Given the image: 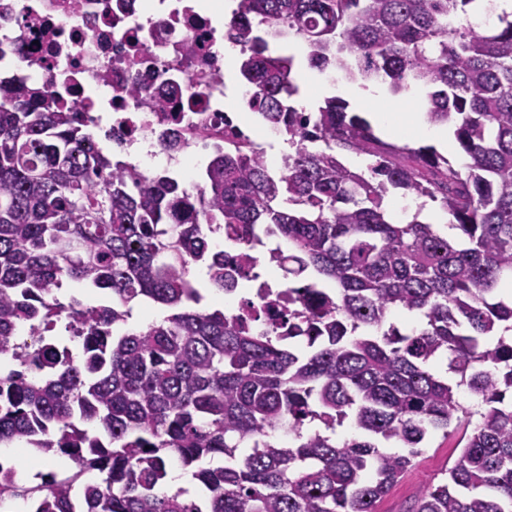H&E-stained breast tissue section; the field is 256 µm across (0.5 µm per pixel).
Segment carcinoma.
Returning a JSON list of instances; mask_svg holds the SVG:
<instances>
[{
	"label": "carcinoma",
	"mask_w": 512,
	"mask_h": 512,
	"mask_svg": "<svg viewBox=\"0 0 512 512\" xmlns=\"http://www.w3.org/2000/svg\"><path fill=\"white\" fill-rule=\"evenodd\" d=\"M476 2L237 0L224 27L242 46L247 108L288 142L276 171L226 120L202 180L143 179L81 113L0 85V444L76 467L25 486L0 462V505L377 512L454 423L473 429L414 512H512V11L490 3L493 21L476 22ZM264 21L296 30L321 75L426 90L425 120L450 127L467 162L381 139L341 98L300 108L295 55L267 49ZM347 154L370 157L367 171ZM392 189L419 200L410 220L389 211ZM429 202L456 238L420 219ZM263 235L288 247L269 260L298 283L286 296L262 279ZM65 279L103 302L64 301ZM244 281L267 290L265 308L205 305ZM140 300L167 315L132 324ZM395 311L420 322L403 332ZM346 423L354 435L336 438ZM216 455L224 465H205ZM173 461L204 498L167 489Z\"/></svg>",
	"instance_id": "carcinoma-1"
}]
</instances>
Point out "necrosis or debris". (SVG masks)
<instances>
[{
	"label": "necrosis or debris",
	"instance_id": "obj_1",
	"mask_svg": "<svg viewBox=\"0 0 512 512\" xmlns=\"http://www.w3.org/2000/svg\"><path fill=\"white\" fill-rule=\"evenodd\" d=\"M205 0H0V80L76 104L142 175L177 164L174 114L224 126V23Z\"/></svg>",
	"mask_w": 512,
	"mask_h": 512
}]
</instances>
